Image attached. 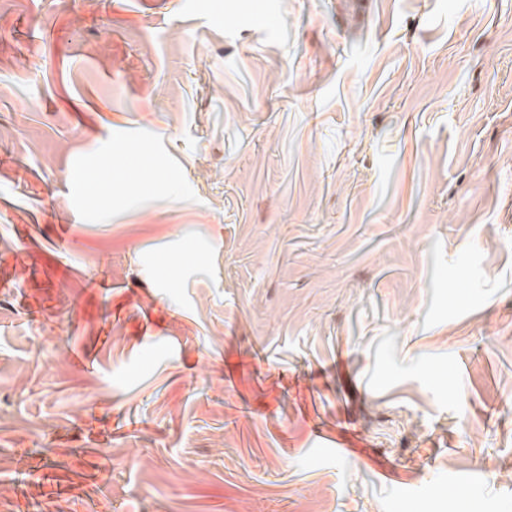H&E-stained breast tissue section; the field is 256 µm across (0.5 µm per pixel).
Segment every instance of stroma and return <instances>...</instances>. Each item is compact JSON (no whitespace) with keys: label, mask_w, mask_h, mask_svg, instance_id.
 <instances>
[{"label":"stroma","mask_w":512,"mask_h":512,"mask_svg":"<svg viewBox=\"0 0 512 512\" xmlns=\"http://www.w3.org/2000/svg\"><path fill=\"white\" fill-rule=\"evenodd\" d=\"M0 512H512V0H0Z\"/></svg>","instance_id":"obj_1"}]
</instances>
